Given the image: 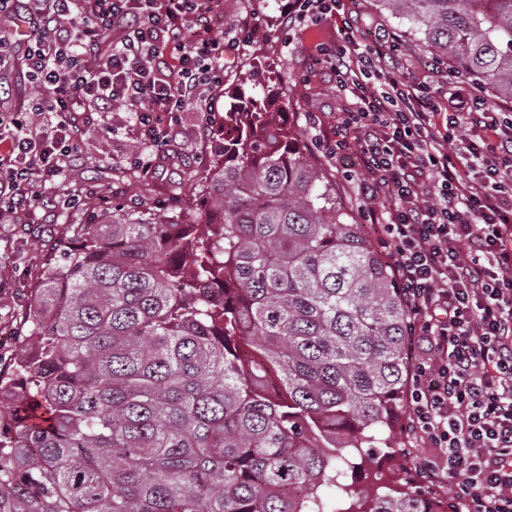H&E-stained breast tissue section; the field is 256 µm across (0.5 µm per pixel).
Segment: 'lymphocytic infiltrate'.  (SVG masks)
<instances>
[{"label":"lymphocytic infiltrate","mask_w":512,"mask_h":512,"mask_svg":"<svg viewBox=\"0 0 512 512\" xmlns=\"http://www.w3.org/2000/svg\"><path fill=\"white\" fill-rule=\"evenodd\" d=\"M340 0H293L287 27L337 21L317 47L354 103L321 145L355 156L360 210L412 320L407 438L423 477L454 479L457 512H512V114L397 72L394 35L359 46ZM224 0H0V68L20 58L35 95L0 112V214L35 205L89 128L122 103L143 174L173 151L181 113L207 127L224 56L253 27L213 33Z\"/></svg>","instance_id":"lymphocytic-infiltrate-1"}]
</instances>
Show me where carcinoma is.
<instances>
[{
  "label": "carcinoma",
  "mask_w": 512,
  "mask_h": 512,
  "mask_svg": "<svg viewBox=\"0 0 512 512\" xmlns=\"http://www.w3.org/2000/svg\"><path fill=\"white\" fill-rule=\"evenodd\" d=\"M512 100V0H377ZM190 180L224 223L116 206L56 245L0 372V512H434L357 491L410 360L394 275L273 94H231Z\"/></svg>",
  "instance_id": "obj_1"
}]
</instances>
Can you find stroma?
<instances>
[{
    "label": "stroma",
    "mask_w": 512,
    "mask_h": 512,
    "mask_svg": "<svg viewBox=\"0 0 512 512\" xmlns=\"http://www.w3.org/2000/svg\"><path fill=\"white\" fill-rule=\"evenodd\" d=\"M351 12L359 43H367L378 32L396 34L402 46L400 56L419 82L448 85L466 97L482 95L474 78L450 72L447 65L432 69V52L425 47L408 48L409 25L380 8L377 0H344ZM286 0H224V25L233 27L240 19L254 26L252 37L241 42L224 72L225 85L246 87L280 86L288 103V119L295 134L304 139L313 156L320 158L329 180L335 183L351 223H360L358 189L351 180L352 157L326 158L316 137L320 128L330 127L337 112L348 107L350 93L336 87L328 73L313 63V47L335 41L330 24H305L287 30L282 15ZM112 131L90 130L78 147L79 158L55 182L38 186L39 202L21 214L17 223L0 224V336L10 337L9 346L0 348V369L11 367L22 345L21 325L32 305V292L39 281L56 243L69 237L71 226L85 221L86 214L74 211L58 214L56 201L62 193L80 194L94 185L109 196L112 204L129 209H147L160 221L185 219L204 223L205 214L196 202L189 173L209 167L221 143L217 130L224 122L223 106H216L206 135H198V118L182 116L177 139L179 150L162 160L154 174L143 175L129 163L133 134L129 114L122 106L111 109ZM393 439L402 452L388 454L374 449L362 467L353 474L356 488L381 493L393 489L419 491L440 502L442 512L449 507L451 489L447 481L421 482L414 471V449L408 448L401 426H394Z\"/></svg>",
    "instance_id": "obj_1"
}]
</instances>
